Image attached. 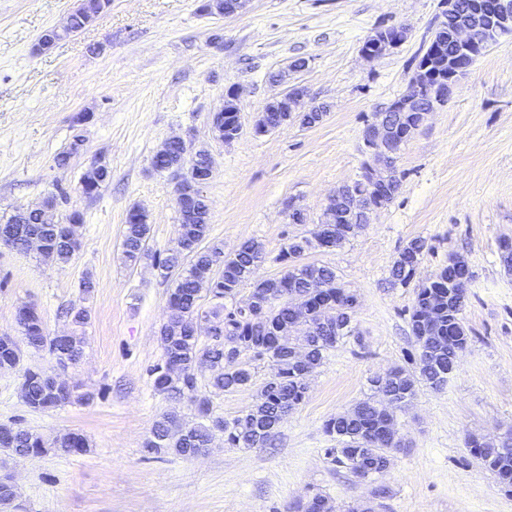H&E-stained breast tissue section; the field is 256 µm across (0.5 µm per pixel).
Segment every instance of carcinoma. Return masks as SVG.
Segmentation results:
<instances>
[{
  "label": "carcinoma",
  "mask_w": 512,
  "mask_h": 512,
  "mask_svg": "<svg viewBox=\"0 0 512 512\" xmlns=\"http://www.w3.org/2000/svg\"><path fill=\"white\" fill-rule=\"evenodd\" d=\"M112 0H82L73 13V24L83 28L111 6ZM435 53L438 61L448 63L456 53L448 40L432 42L426 53ZM182 148L168 147L155 153L152 166L159 171L169 166H184L186 158ZM111 175L110 168L102 161L93 163L83 174V193L91 196ZM56 201L21 210L0 224V242L26 252L28 243L41 244V260L55 264L68 262L80 249L75 226L82 222V215L73 211L60 220L50 218L49 210ZM180 230L178 246L165 253H152L147 248L150 224L145 212L135 208L125 225L122 253L125 260L135 264L144 258L169 274L177 272L175 286L168 297L166 321L159 329L164 349L163 360L149 369L155 391L179 400H187L194 407L196 420L186 421L176 414H166L158 420L145 442L150 454H173L190 457L202 448L209 447L214 431L224 433V443L231 448H254L268 445L275 437L282 416L301 404L307 394L310 370L321 365L328 352L353 332L352 322L357 304L355 294L346 291L337 282L336 271L326 265L304 263L302 257L311 249L332 250L355 236L362 225L355 215L345 217L337 239H324L321 225H315L311 236L294 238L285 245L278 260L287 270L278 277L259 275L265 255L263 246L248 239L226 254L224 244L209 239L210 205L207 197L200 196L192 183L182 186L178 206ZM427 249L426 240L412 239L399 253L390 269L392 284H405L414 275ZM248 285L250 296L259 304L276 298L266 315L248 320L236 317L226 308L224 301L234 299L240 287ZM456 286L448 284V268H442L433 281L418 288L410 313L413 336H418L422 317L431 314V325L441 333L432 346L419 345L415 369L403 366L392 369V385L383 388L371 384L373 394L359 402L355 408L325 423V431L340 439L343 447L327 448L325 454L335 463L343 464L360 479H367L389 463L394 448L388 446V431L397 428V416L383 412L382 401L393 393L394 408L402 410L413 399L421 383L439 390L448 381V368L456 359L459 349L466 343L467 334L448 335V292ZM314 291L329 301L333 315L322 321L309 316L293 325L291 335H280L281 326L291 318L288 295ZM215 300L212 316L222 317L213 325L218 333L210 342L200 343L199 335L188 318L200 316L202 293ZM74 330L63 338L45 335L43 321L32 305H23L17 312L26 346L48 349L57 364L64 367L79 362L84 352L83 328L89 324L90 315L84 308L67 311ZM308 354L306 363L297 362L292 351ZM244 353L270 363L272 372L261 388L257 402L232 419L212 415L209 398L198 392L197 368L205 362L216 368L209 379V387L216 392L232 393L252 384L254 371L249 363L240 360ZM8 356L12 364L20 365L22 349L9 336L0 337V357ZM22 397L26 405L35 410H51L68 403H87L93 399L89 392L79 393L64 382L37 370L26 368L22 374ZM471 453L495 472L499 484L512 492V437L496 449L470 438ZM0 448L19 457L53 452L58 455L82 454L90 451L86 437L77 433L46 436L21 427H0Z\"/></svg>",
  "instance_id": "cac0c4a2"
}]
</instances>
